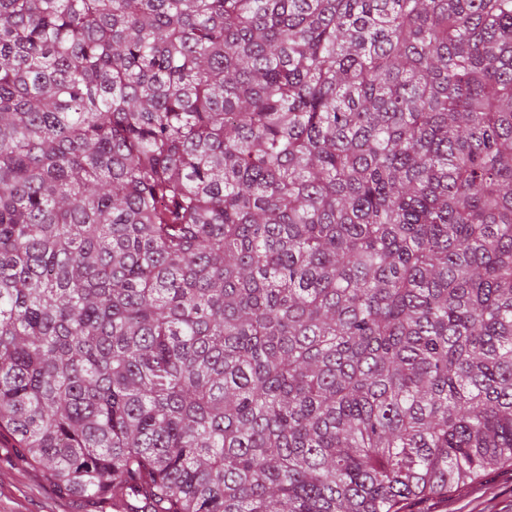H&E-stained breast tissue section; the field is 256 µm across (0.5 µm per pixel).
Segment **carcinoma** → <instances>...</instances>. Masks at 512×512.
<instances>
[{
    "label": "carcinoma",
    "instance_id": "obj_1",
    "mask_svg": "<svg viewBox=\"0 0 512 512\" xmlns=\"http://www.w3.org/2000/svg\"><path fill=\"white\" fill-rule=\"evenodd\" d=\"M1 428L113 512L512 461V0H0Z\"/></svg>",
    "mask_w": 512,
    "mask_h": 512
}]
</instances>
